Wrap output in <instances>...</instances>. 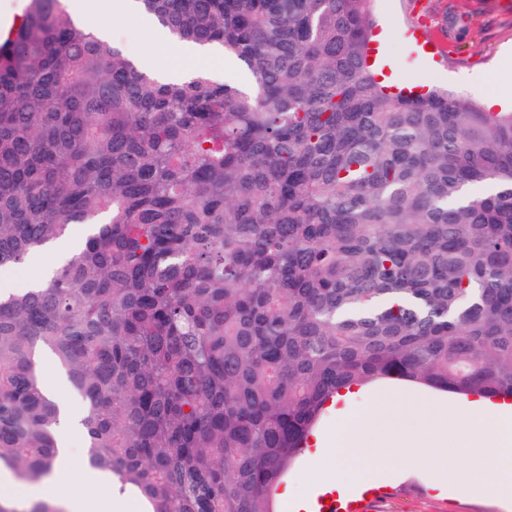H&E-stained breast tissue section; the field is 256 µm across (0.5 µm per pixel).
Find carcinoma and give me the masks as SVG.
Masks as SVG:
<instances>
[{
	"instance_id": "1",
	"label": "carcinoma",
	"mask_w": 512,
	"mask_h": 512,
	"mask_svg": "<svg viewBox=\"0 0 512 512\" xmlns=\"http://www.w3.org/2000/svg\"><path fill=\"white\" fill-rule=\"evenodd\" d=\"M135 2L251 85L163 83L66 0L0 35V275L86 226L0 288V471L52 474L41 348L85 400V465L150 512H275L347 386L511 399L512 112L388 91L372 0ZM308 450L313 451V448L306 449V452L299 459V461L294 466H292L290 468V470L288 471V475L285 477L284 481L282 482V484L279 486L278 490L276 491L277 499H278V504H277L278 512H281V511L282 512H285V511L290 512V511H288L289 510L288 499H286V502H285V509H286L285 511H283L284 508H283L282 503L280 502V494L284 491V487H285L286 483H288V486L290 488H292L295 492H301L304 487V482H305L307 474L304 472V470L302 468V461H303V458L306 455Z\"/></svg>"
}]
</instances>
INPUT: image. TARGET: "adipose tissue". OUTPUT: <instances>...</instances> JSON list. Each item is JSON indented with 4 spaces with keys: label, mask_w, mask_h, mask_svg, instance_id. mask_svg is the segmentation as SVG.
<instances>
[{
    "label": "adipose tissue",
    "mask_w": 512,
    "mask_h": 512,
    "mask_svg": "<svg viewBox=\"0 0 512 512\" xmlns=\"http://www.w3.org/2000/svg\"><path fill=\"white\" fill-rule=\"evenodd\" d=\"M361 387L336 396V436L309 438L315 458L332 454L333 473L318 481V495L344 497L358 484L378 479L382 461L397 471H426L432 486L454 484L512 498V404L472 397L465 409L439 406L418 391L381 393L355 406Z\"/></svg>",
    "instance_id": "1"
}]
</instances>
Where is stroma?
Instances as JSON below:
<instances>
[{"instance_id":"stroma-1","label":"stroma","mask_w":512,"mask_h":512,"mask_svg":"<svg viewBox=\"0 0 512 512\" xmlns=\"http://www.w3.org/2000/svg\"><path fill=\"white\" fill-rule=\"evenodd\" d=\"M102 0L97 19L112 39L139 59L174 58L179 46L141 19L119 14ZM409 0H373V19L387 32L386 60L398 82L445 88L476 104L512 74V6L502 0H425L410 14ZM359 494L376 497L377 512H512V502L460 491L442 494L418 473Z\"/></svg>"}]
</instances>
